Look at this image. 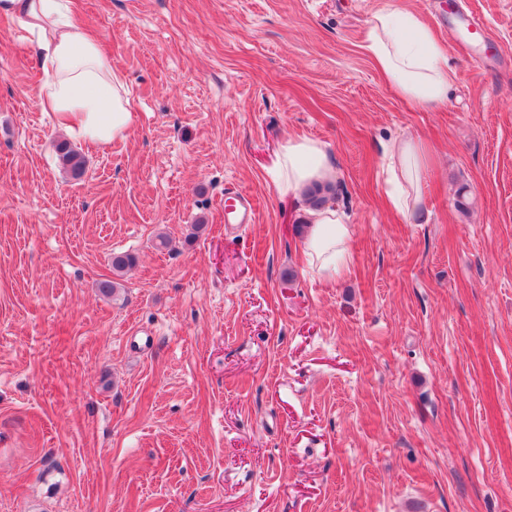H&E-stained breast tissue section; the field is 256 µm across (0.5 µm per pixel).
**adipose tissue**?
Returning a JSON list of instances; mask_svg holds the SVG:
<instances>
[{"mask_svg":"<svg viewBox=\"0 0 512 512\" xmlns=\"http://www.w3.org/2000/svg\"><path fill=\"white\" fill-rule=\"evenodd\" d=\"M72 0H0V12L16 18L31 36L43 79L36 100L53 113L58 125L83 141L108 146L133 130L136 114L129 90L101 42L72 15ZM362 50L385 80L405 100L422 108L447 104L453 72L446 48L414 13L389 6L366 21ZM382 156L392 186V209L415 222L423 209L421 183L430 153L420 138L404 136L386 142ZM335 167L322 142L293 136L283 144L274 171L282 195L301 194L315 184L331 183ZM351 229L335 209L309 211L304 255L317 274L333 280L350 261Z\"/></svg>","mask_w":512,"mask_h":512,"instance_id":"1","label":"adipose tissue"}]
</instances>
